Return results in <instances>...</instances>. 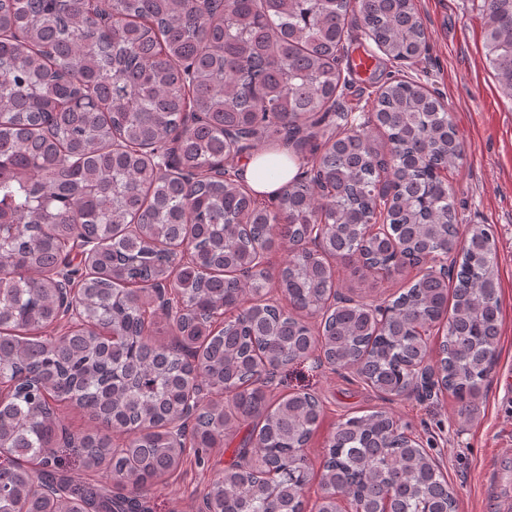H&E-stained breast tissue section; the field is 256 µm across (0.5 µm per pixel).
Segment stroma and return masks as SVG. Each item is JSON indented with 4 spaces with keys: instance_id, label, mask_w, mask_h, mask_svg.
<instances>
[{
    "instance_id": "obj_1",
    "label": "stroma",
    "mask_w": 512,
    "mask_h": 512,
    "mask_svg": "<svg viewBox=\"0 0 512 512\" xmlns=\"http://www.w3.org/2000/svg\"><path fill=\"white\" fill-rule=\"evenodd\" d=\"M427 43L411 62L389 59L357 23L344 42L349 112H372L379 85L395 77L435 93L448 107L463 144L452 183L465 224L492 230L500 281L501 331L496 363L473 401L471 417L458 413L448 390L386 396L367 386L355 368H332L308 359L289 365L268 389L270 399L295 390L318 396L323 415L303 450L320 470L330 433L352 416L383 411L418 439L448 479L457 512H512V97L503 93L484 48L483 15L477 0H415ZM371 56L369 70L353 66ZM423 273L407 266L392 273H364L337 263L340 295L375 306L388 303ZM247 434L234 431L220 448H186L182 466L145 492L143 512H199L202 495L224 475Z\"/></svg>"
}]
</instances>
